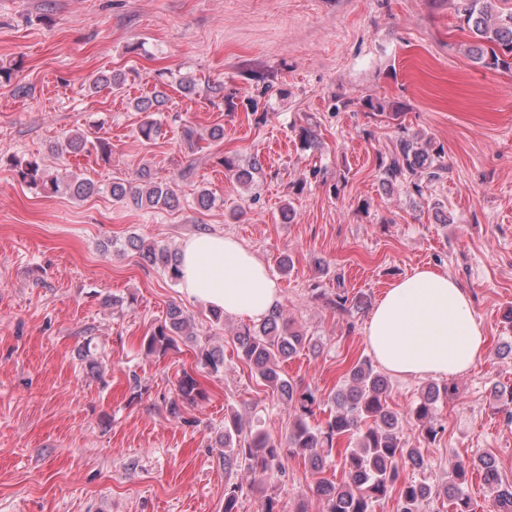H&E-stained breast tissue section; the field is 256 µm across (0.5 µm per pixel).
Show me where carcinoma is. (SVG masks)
Here are the masks:
<instances>
[{
    "label": "carcinoma",
    "instance_id": "obj_1",
    "mask_svg": "<svg viewBox=\"0 0 512 512\" xmlns=\"http://www.w3.org/2000/svg\"><path fill=\"white\" fill-rule=\"evenodd\" d=\"M494 0H460L457 8L461 21L473 38L470 49L474 59L488 67L512 66V7L493 5ZM126 83L120 71L104 72L89 85L88 91L102 89L119 91ZM167 83L155 84L153 91L134 99L133 106L145 114L138 128L139 136L146 142L162 135V122L156 113L168 103ZM190 148L199 142L224 137V128L214 126L207 136L193 129L184 130ZM52 151L78 155L95 153L107 162L112 155L111 143L96 137L89 139L83 133L72 134L52 147ZM441 152L430 153L429 146H420L412 139L401 138L388 155L379 159L378 169L382 182L388 186L406 185L418 195H423L424 183L438 181L445 170ZM20 181L38 187L53 195L69 196L82 200L100 191L92 179L80 177L71 171L49 172L36 160H12ZM224 170L232 173L243 184L253 181L262 171L259 159L248 167L238 162L236 155L224 156ZM112 198L126 201L137 209H164L177 200L175 183L157 180L149 166L136 171L134 178L114 181L110 185ZM128 245L152 266L162 269L170 279L178 280L179 253L165 247L131 238ZM330 303L336 310L349 313L358 306L356 298L349 297L340 288ZM192 334L190 320L178 307L170 309L164 321L158 323L145 338L144 347L149 353H165L173 347L176 338ZM236 342L242 357L255 371L256 378L267 387L273 397L298 409V415L289 423L284 439L274 441L267 435L246 433L241 421L231 416L224 425V469L237 470L250 477L261 474L269 478L285 474V459L293 454L308 456L313 470L322 462L319 449L327 455H336L341 461L346 481L342 485L327 480L317 481V489L325 502V512H373V503L398 490L397 512H419L423 500L436 495L448 499L450 512H473L471 501L464 491L470 471L480 468L484 482L491 491L492 512H512V485L499 483L495 461L490 457L480 459V465L458 462L452 469V479L436 487L401 478L403 465H422L421 455L415 448H407L399 433L404 417L392 411L387 403L390 393L388 378L376 370L367 358L352 360L340 376L341 386L332 397L335 410L330 412L324 425L312 426L306 416L313 414V393L283 377L280 363L291 359L304 349H316L308 336L292 328L283 320L282 312L274 310L258 325L244 326L236 333ZM200 364L214 371L224 364L220 352L202 346L196 353ZM180 400L194 403L204 398L197 380L185 372L177 383ZM448 389L430 385L418 403L410 410L409 418L422 423L426 437L433 440L438 434L435 424L437 402ZM241 486L236 483L224 486V512H237Z\"/></svg>",
    "mask_w": 512,
    "mask_h": 512
}]
</instances>
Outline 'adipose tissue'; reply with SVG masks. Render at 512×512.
Instances as JSON below:
<instances>
[{
    "instance_id": "ef3b65f1",
    "label": "adipose tissue",
    "mask_w": 512,
    "mask_h": 512,
    "mask_svg": "<svg viewBox=\"0 0 512 512\" xmlns=\"http://www.w3.org/2000/svg\"><path fill=\"white\" fill-rule=\"evenodd\" d=\"M180 255V286L188 298L256 322L281 299L265 262L234 237L193 236L183 242ZM364 336L377 361L403 378L455 377L487 354L485 331L466 289L427 265L389 285Z\"/></svg>"
}]
</instances>
